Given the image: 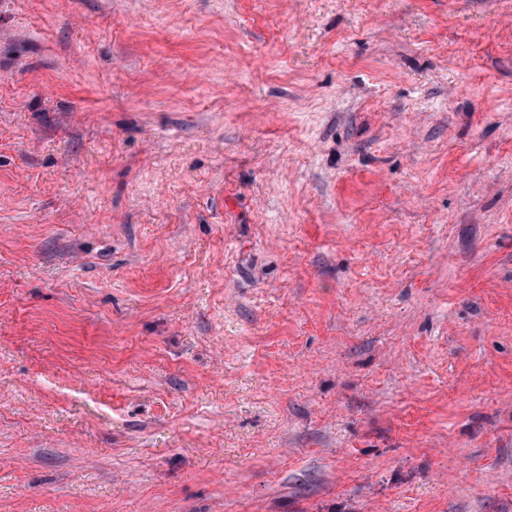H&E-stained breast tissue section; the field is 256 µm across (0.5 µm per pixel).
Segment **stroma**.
<instances>
[{
	"label": "stroma",
	"mask_w": 512,
	"mask_h": 512,
	"mask_svg": "<svg viewBox=\"0 0 512 512\" xmlns=\"http://www.w3.org/2000/svg\"><path fill=\"white\" fill-rule=\"evenodd\" d=\"M0 512H512V0H0Z\"/></svg>",
	"instance_id": "obj_1"
}]
</instances>
